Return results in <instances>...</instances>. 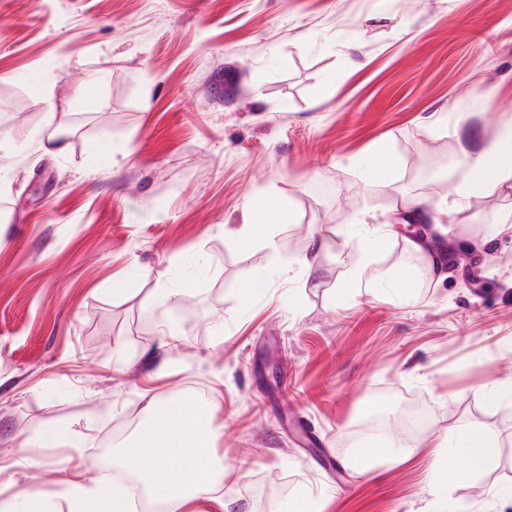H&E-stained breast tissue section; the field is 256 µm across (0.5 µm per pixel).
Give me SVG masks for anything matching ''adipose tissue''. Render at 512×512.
Instances as JSON below:
<instances>
[{"mask_svg":"<svg viewBox=\"0 0 512 512\" xmlns=\"http://www.w3.org/2000/svg\"><path fill=\"white\" fill-rule=\"evenodd\" d=\"M459 163L465 176L453 192L435 201L412 202L405 210L407 223H436L439 213L462 212L465 203L481 193L511 197L512 121L478 147L460 146ZM378 221L376 213L365 212L355 223L337 225L331 237L319 238L313 246L333 252L352 249L344 291L373 288L398 301H408L421 273L443 274L444 257L428 251L423 241L413 240L409 247L419 254L421 265H403L373 276L368 270L371 258L388 250L394 238L391 230L378 228ZM146 409L148 416L139 423L135 440L120 452V470L134 478L148 498L163 503L165 512H198L204 504L225 512L223 497L215 493L223 484L224 458L216 451L217 433L211 420L199 418L195 401L171 393L152 395ZM93 445L91 433L53 422L37 435L25 438L19 451L35 460L43 448L87 449ZM448 449L460 456L464 465L451 473L434 468L431 486L441 499L450 484L470 480L495 458L494 442L475 428L456 431ZM132 506L133 499L125 484L98 474L85 480L61 479L55 499L36 488H27L1 503L0 512H131Z\"/></svg>","mask_w":512,"mask_h":512,"instance_id":"ef3b65f1","label":"adipose tissue"}]
</instances>
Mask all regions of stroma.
Segmentation results:
<instances>
[{
	"label": "stroma",
	"instance_id": "stroma-1",
	"mask_svg": "<svg viewBox=\"0 0 512 512\" xmlns=\"http://www.w3.org/2000/svg\"><path fill=\"white\" fill-rule=\"evenodd\" d=\"M96 75L87 112L73 96ZM510 114L512 0H0V130L17 147L0 196V501L32 478L53 496L63 473L99 472L77 448L22 461L46 422L116 454L147 399L172 391L213 413L229 512H289L309 495L321 512H415L463 425L499 451L441 512H512L495 494L512 484V407L476 396L512 381V234L482 244L512 198L440 215L431 233L479 261L422 277L404 304L376 291L335 302L349 257L310 249L373 211L397 238L371 272L417 263L399 209L452 191L458 136L482 142ZM439 117L460 135L434 130ZM50 118L68 150L31 163ZM99 139L130 157L93 173ZM379 142L406 160L387 188L358 167ZM260 203L293 223L273 246L233 243ZM297 257L301 280L246 295ZM164 279L193 291L155 306ZM418 404L430 426L408 461L374 477L348 467L368 412L395 423Z\"/></svg>",
	"mask_w": 512,
	"mask_h": 512
}]
</instances>
